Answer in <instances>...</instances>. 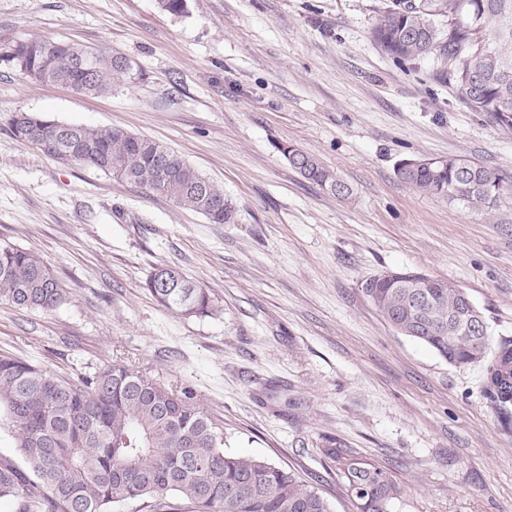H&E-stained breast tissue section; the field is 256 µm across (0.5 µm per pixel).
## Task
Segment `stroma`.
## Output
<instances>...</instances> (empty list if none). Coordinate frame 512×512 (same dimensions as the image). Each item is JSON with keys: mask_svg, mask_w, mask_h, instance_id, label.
Wrapping results in <instances>:
<instances>
[{"mask_svg": "<svg viewBox=\"0 0 512 512\" xmlns=\"http://www.w3.org/2000/svg\"><path fill=\"white\" fill-rule=\"evenodd\" d=\"M380 0H0V239L35 250L67 290L49 313L0 303V352L75 379L118 361L191 389L226 452L292 468L357 512L327 440L404 489L399 512H512V413L481 366L398 333L361 284L416 269L457 283L491 342L512 336L505 218L419 192L405 158L458 156L512 181V129L469 111L431 63L373 41ZM57 39L115 50L143 79L88 96L32 81L7 47ZM42 112L118 126L180 154L237 203L212 224L163 195L46 157L3 119ZM292 144L350 187L335 197L277 150ZM179 267L216 312L185 318L145 288Z\"/></svg>", "mask_w": 512, "mask_h": 512, "instance_id": "35a3bbf8", "label": "stroma"}]
</instances>
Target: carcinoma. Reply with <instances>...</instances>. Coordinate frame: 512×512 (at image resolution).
<instances>
[{
	"instance_id": "obj_1",
	"label": "carcinoma",
	"mask_w": 512,
	"mask_h": 512,
	"mask_svg": "<svg viewBox=\"0 0 512 512\" xmlns=\"http://www.w3.org/2000/svg\"><path fill=\"white\" fill-rule=\"evenodd\" d=\"M374 40L395 61H432L433 77L452 83L472 112L512 128V0H384ZM90 55L92 71L80 68ZM38 83L64 81L86 95L112 89V79L143 77L124 54L63 40L19 42L7 54ZM19 142L46 156L139 184L212 224H231L237 204L179 154L120 127L63 123L36 112L6 120ZM304 179L333 196L351 189L314 155L279 148ZM398 177L425 194L495 217L512 204V184L496 172L450 156L406 158ZM146 289L163 308L184 317L215 311L209 289L176 267L158 268ZM363 293L393 328L454 366L481 364L486 393L512 404V339L496 345L472 328L455 288L417 270L363 283ZM66 289L35 251L0 241V303L48 312ZM16 448L0 456V499L20 500L21 512H112L142 503L147 512H331L321 492L291 468L224 451V427L188 391L165 385L122 363L79 381L58 378L25 359L0 353V434ZM357 512H397L403 487L380 466L340 441L323 450Z\"/></svg>"
}]
</instances>
